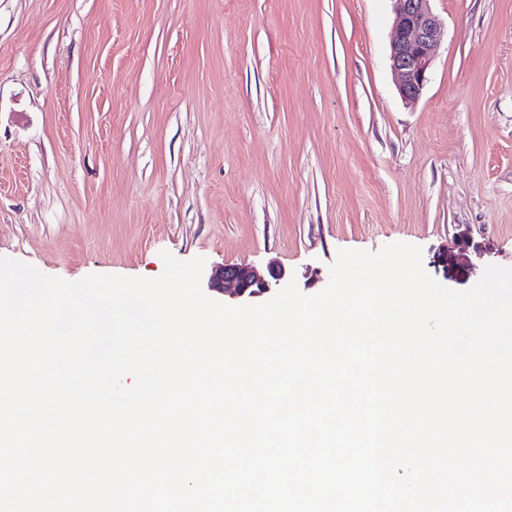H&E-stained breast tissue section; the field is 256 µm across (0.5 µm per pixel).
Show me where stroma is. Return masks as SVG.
Wrapping results in <instances>:
<instances>
[{
  "instance_id": "obj_1",
  "label": "stroma",
  "mask_w": 512,
  "mask_h": 512,
  "mask_svg": "<svg viewBox=\"0 0 512 512\" xmlns=\"http://www.w3.org/2000/svg\"><path fill=\"white\" fill-rule=\"evenodd\" d=\"M432 8L407 102L393 0H0V257L73 281L201 256L218 301L226 267L314 295L393 242L457 291L512 267V0Z\"/></svg>"
}]
</instances>
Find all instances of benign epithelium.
<instances>
[{
	"label": "benign epithelium",
	"instance_id": "1",
	"mask_svg": "<svg viewBox=\"0 0 512 512\" xmlns=\"http://www.w3.org/2000/svg\"><path fill=\"white\" fill-rule=\"evenodd\" d=\"M394 34L390 44L391 69L400 96L415 100L427 81L445 26L434 13L432 0H394ZM285 277V270L271 267L263 275L249 267L232 266L211 281V287L232 298H260Z\"/></svg>",
	"mask_w": 512,
	"mask_h": 512
}]
</instances>
